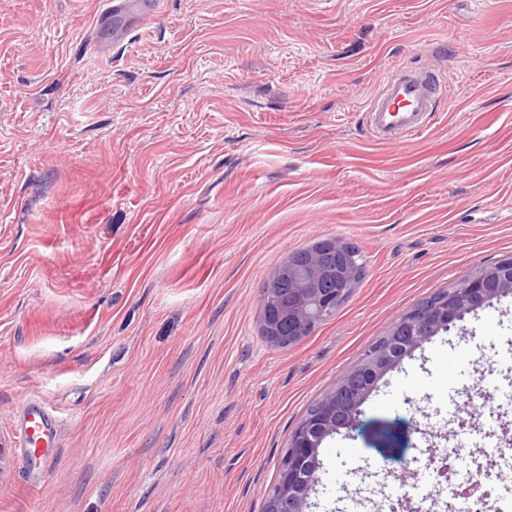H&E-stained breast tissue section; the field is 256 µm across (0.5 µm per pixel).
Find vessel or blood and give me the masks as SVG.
I'll list each match as a JSON object with an SVG mask.
<instances>
[{"label": "vessel or blood", "instance_id": "1", "mask_svg": "<svg viewBox=\"0 0 512 512\" xmlns=\"http://www.w3.org/2000/svg\"><path fill=\"white\" fill-rule=\"evenodd\" d=\"M156 0H101V14H114L137 22L153 16ZM448 83L436 68L403 66L393 69L371 99L368 112L377 139L392 142L421 131ZM59 421L47 407L30 402L20 414L17 441L26 463L45 469L56 453Z\"/></svg>", "mask_w": 512, "mask_h": 512}]
</instances>
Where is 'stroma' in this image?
I'll list each match as a JSON object with an SVG mask.
<instances>
[{"label": "stroma", "mask_w": 512, "mask_h": 512, "mask_svg": "<svg viewBox=\"0 0 512 512\" xmlns=\"http://www.w3.org/2000/svg\"><path fill=\"white\" fill-rule=\"evenodd\" d=\"M95 0H0V512H263L308 407L393 322L512 258V0H163L113 42ZM433 63L424 129L377 140L389 70ZM358 244L367 273L296 344L261 334V289L296 249ZM512 381V295L387 373L327 437L309 512L363 473L512 442V403L448 406V366ZM59 418L45 478L18 451ZM358 448L346 473L336 448ZM59 421L47 407L30 402L20 414L17 441L26 463L43 471L56 453Z\"/></svg>", "instance_id": "1"}]
</instances>
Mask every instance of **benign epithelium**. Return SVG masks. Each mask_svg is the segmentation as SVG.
I'll return each instance as SVG.
<instances>
[{
	"mask_svg": "<svg viewBox=\"0 0 512 512\" xmlns=\"http://www.w3.org/2000/svg\"><path fill=\"white\" fill-rule=\"evenodd\" d=\"M346 250L348 243L324 239L307 249L304 265H297L290 256L267 280L262 289L261 330L270 343H279L285 330L293 336H308L334 313L340 291L332 288L336 268L331 258ZM511 294L512 262L485 267L448 291V296L433 308L401 321L403 329L394 335L402 337L403 351L410 355L429 341L430 335L448 330L451 323L465 314ZM393 360L394 354L388 347L372 353L370 361L377 379L397 367ZM346 387V382L339 380L338 390L326 394L322 409L304 422L298 451L288 456L268 494L272 512H306L310 484L305 473L317 470L323 439L358 426V417L336 404V392L342 393Z\"/></svg>",
	"mask_w": 512,
	"mask_h": 512,
	"instance_id": "7a95c632",
	"label": "benign epithelium"
}]
</instances>
